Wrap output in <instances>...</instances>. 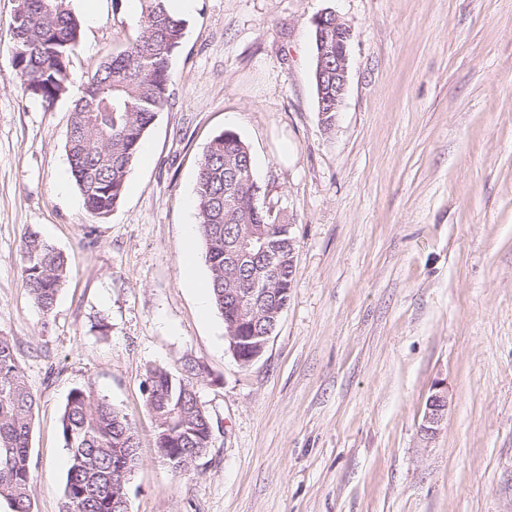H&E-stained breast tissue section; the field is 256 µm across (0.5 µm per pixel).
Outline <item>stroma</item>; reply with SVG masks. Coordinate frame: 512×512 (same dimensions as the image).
Returning <instances> with one entry per match:
<instances>
[{"instance_id":"stroma-1","label":"stroma","mask_w":512,"mask_h":512,"mask_svg":"<svg viewBox=\"0 0 512 512\" xmlns=\"http://www.w3.org/2000/svg\"><path fill=\"white\" fill-rule=\"evenodd\" d=\"M69 91L29 96L0 0V333L38 397L34 512H58L60 416L92 386L135 423L129 512H512V0H194L169 105L126 192L91 217L70 173V104L140 32L139 0H69ZM353 30L331 128L317 108L313 20ZM233 131L296 242L288 306L249 366L181 281L209 277L196 182ZM68 258L56 305L25 288L22 240ZM196 388L212 443L191 473L159 462L146 371ZM448 409L422 430L436 383Z\"/></svg>"}]
</instances>
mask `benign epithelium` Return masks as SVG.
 Wrapping results in <instances>:
<instances>
[{
	"label": "benign epithelium",
	"instance_id": "1",
	"mask_svg": "<svg viewBox=\"0 0 512 512\" xmlns=\"http://www.w3.org/2000/svg\"><path fill=\"white\" fill-rule=\"evenodd\" d=\"M353 30L331 12L320 14L315 20L316 68L315 86L318 112L321 117L339 112L348 86L349 51ZM247 318L237 316L229 329V350L237 362L248 366L265 350L269 336H246ZM448 408V388L438 384L426 405L423 431L434 434L444 420Z\"/></svg>",
	"mask_w": 512,
	"mask_h": 512
}]
</instances>
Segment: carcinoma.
I'll return each instance as SVG.
<instances>
[{"instance_id": "carcinoma-1", "label": "carcinoma", "mask_w": 512, "mask_h": 512, "mask_svg": "<svg viewBox=\"0 0 512 512\" xmlns=\"http://www.w3.org/2000/svg\"><path fill=\"white\" fill-rule=\"evenodd\" d=\"M167 0H140L141 31L101 62L72 102L66 142L71 174L87 211L106 217L121 201L130 166L144 135L168 103L172 60L181 48L186 20L171 15ZM81 24L67 0H19L9 51L25 91L52 107L68 93L70 58ZM253 170L250 152L231 131L217 135L200 164L197 216L210 270L212 301L224 320L230 306L252 288H271V307L288 301L295 239L278 235V215L255 201L243 175ZM273 237L274 247L241 257L243 237ZM25 288L40 310H53L67 276V261L39 232H28L21 250ZM194 365L178 377L161 367L147 371V407L155 448L170 471L182 475L211 446L212 423L197 401ZM37 396L17 361L10 337L0 335V497L12 512H33L30 432ZM69 467L59 512H129L127 487L141 461L136 427L90 386L73 389L60 419Z\"/></svg>"}]
</instances>
